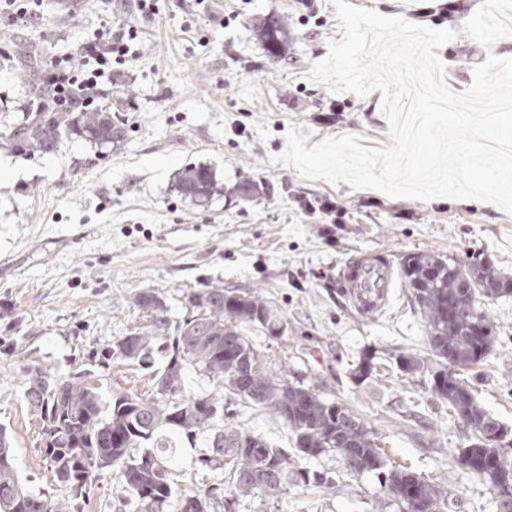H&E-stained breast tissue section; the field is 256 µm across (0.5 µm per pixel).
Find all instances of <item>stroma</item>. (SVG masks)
I'll use <instances>...</instances> for the list:
<instances>
[{
    "mask_svg": "<svg viewBox=\"0 0 512 512\" xmlns=\"http://www.w3.org/2000/svg\"><path fill=\"white\" fill-rule=\"evenodd\" d=\"M350 2L452 30L438 54L454 91L470 86L488 54H505L502 43L484 47L465 30L482 0H464L463 12L450 17L441 15V0ZM312 7L308 20L303 0H159L157 14L143 16L115 0H42L23 24L14 0H0V129L30 116L17 48L35 45L44 62L77 54L102 27L139 31L136 59L113 77L104 99L126 123L121 143L103 149L73 136L39 154L0 141V427L27 487L67 495L65 487L47 484L39 426L23 397L29 367L57 380L91 371L104 387L149 394V371L104 358L112 342L149 328L136 294H155L177 325L193 314L189 294L220 285L270 302L286 330L274 338L249 331L254 347L270 349L273 361L325 398L348 402L385 438L396 462L447 486L455 512H498L487 485L452 462L464 432L433 398L427 371L352 381L349 371L362 355L389 363L421 353L426 333L401 279H393L384 309L370 317L346 294L342 270L363 255L395 265L406 254L431 252L459 264L481 255L512 276V215L470 200L394 199L307 180L276 163L293 126L312 145L343 134L370 148L390 143L380 92L334 93L310 79L312 63L343 37L334 6L313 0ZM269 14L286 28L280 59L268 57L254 35ZM199 164L216 178L203 205L175 189L178 173ZM244 183L259 189L240 196ZM325 198L342 210L341 223H320L300 206ZM483 307L497 338L468 380L489 413L512 427V296ZM224 424L281 448L292 445L284 422L255 407H237ZM204 447L201 439L183 446L171 476L175 488L223 482L221 472L199 474L194 460ZM304 466L330 476L331 487L291 485L276 507L248 498L235 512H391L374 474L346 476L334 455ZM82 512H134V504L107 469Z\"/></svg>",
    "mask_w": 512,
    "mask_h": 512,
    "instance_id": "obj_1",
    "label": "stroma"
}]
</instances>
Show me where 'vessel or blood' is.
Masks as SVG:
<instances>
[{"label": "vessel or blood", "mask_w": 512, "mask_h": 512, "mask_svg": "<svg viewBox=\"0 0 512 512\" xmlns=\"http://www.w3.org/2000/svg\"><path fill=\"white\" fill-rule=\"evenodd\" d=\"M393 278L390 263L375 264L366 257L347 263L342 272V282L355 307L372 316L380 312L387 303Z\"/></svg>", "instance_id": "vessel-or-blood-1"}]
</instances>
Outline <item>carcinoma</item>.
Instances as JSON below:
<instances>
[{
    "mask_svg": "<svg viewBox=\"0 0 512 512\" xmlns=\"http://www.w3.org/2000/svg\"><path fill=\"white\" fill-rule=\"evenodd\" d=\"M271 58L284 56L283 21L269 17L256 28ZM72 135L107 147L125 136L121 118L110 112H41L0 138L31 153L53 151ZM185 199L201 204L216 188L207 166L185 168L178 179ZM398 274L409 288L425 321L426 353L395 358L397 370L432 372L434 396L448 404L449 416L466 421L464 447L454 449L453 461L485 481L498 499L501 512H512V498L498 495L504 480L512 482V451L485 441L484 431L508 436L478 402L464 371L475 368L490 351L493 325L482 300L512 295V278L501 275L478 255L464 265L444 256L413 253L405 256ZM136 304L155 313L149 333H132L116 340L108 357L132 361L153 371L155 392L103 391L84 378L51 380L40 367L30 370L24 399L38 416L57 415L62 422L54 441L40 448L53 481L70 490L57 499L42 489L30 490L19 479L6 431L0 430V512H80L97 474L105 469L118 477L136 503V512H166L177 502L179 512H232L242 498L274 500L288 485L323 484V477L290 460L288 451L260 435L224 431V404L252 405L283 420L293 434L295 456H339L343 462L358 458L364 471L377 475L389 495L394 512H445L446 488L409 466L397 464L377 434L341 401H328L321 393L288 376V367L271 369L270 352L257 350L248 339L259 326L271 334L283 324L268 302L257 295L236 294L213 286L191 295L201 314L186 319L168 333L169 321L158 316L161 301L140 292ZM163 359L156 369L155 358ZM202 372L214 384L209 395L186 390L187 367ZM203 437L207 450L200 467L221 470L231 479L229 492L213 487L200 492L191 487L179 493L170 479L179 452V438Z\"/></svg>",
    "mask_w": 512,
    "mask_h": 512,
    "instance_id": "carcinoma-1",
    "label": "carcinoma"
}]
</instances>
